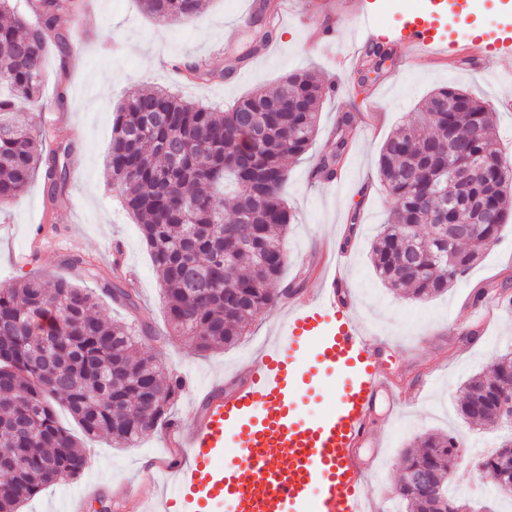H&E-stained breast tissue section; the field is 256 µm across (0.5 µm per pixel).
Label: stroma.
Wrapping results in <instances>:
<instances>
[{"label": "stroma", "instance_id": "stroma-1", "mask_svg": "<svg viewBox=\"0 0 512 512\" xmlns=\"http://www.w3.org/2000/svg\"><path fill=\"white\" fill-rule=\"evenodd\" d=\"M255 0H208L198 16L170 24L155 21L138 0H87V8L67 23L70 33L68 102L58 107L56 74L59 58L44 59V111L53 121L52 143L68 144L69 180L63 202L46 216L43 184L34 182L21 198L0 206V287L33 275L64 276L75 284L96 289L82 270L66 267L65 256L89 257L103 271H111L113 247L121 245L128 276L123 282L148 313L157 341L145 342V351L157 354L164 365L191 380L174 404L170 418L187 417L196 407L198 392L224 389L243 380L248 368L277 336L284 310L274 307L258 318L237 347L196 351L170 335L158 276L136 220L120 204L118 190L108 188L106 157L112 139V118L131 90L148 92L163 87L181 97L229 109L241 97L277 87L289 73L310 69L336 92L320 106L319 132L309 152L287 162L283 195L295 220L287 238L288 263L278 283L304 295L322 286L325 268L317 261L324 243L347 245V275L355 312L370 336L385 341L381 366L394 382L393 395L381 396L378 420L391 425L379 449L361 451L374 463L366 484L369 497L384 504L395 497L404 448L417 437L465 433L495 447L504 430H477L457 414L459 387L469 376L485 370L501 355L512 352V218L498 241L485 250L479 263L448 292L428 301L402 298L385 288L369 259L371 243L387 217L389 199L377 176L382 145L400 125L419 119L428 95L453 83L491 106L492 138L503 156L512 160V53L497 55L479 69L457 62L454 56L419 57L388 66L382 76L361 90L355 68L336 63L351 40L356 17L333 25L321 43L310 41L317 20L316 0H292L290 12L278 20L280 35L269 51L237 71H229L233 56L249 36L248 20ZM201 61L224 71L222 79L198 84L178 73L176 62ZM377 111L375 131L355 136L346 152L342 182L313 177L316 159L327 149L343 112ZM358 221H351V214ZM356 235H349V227ZM25 264H17L18 254ZM90 468L77 479L60 477L27 502L22 512H69L72 501L86 489L97 495L85 512L118 506L136 512L122 488L142 481V467L150 457L175 459L164 430L149 432L133 447H117L110 439L84 440Z\"/></svg>", "mask_w": 512, "mask_h": 512}]
</instances>
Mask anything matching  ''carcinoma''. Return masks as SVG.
I'll use <instances>...</instances> for the list:
<instances>
[{"label":"carcinoma","instance_id":"cac0c4a2","mask_svg":"<svg viewBox=\"0 0 512 512\" xmlns=\"http://www.w3.org/2000/svg\"><path fill=\"white\" fill-rule=\"evenodd\" d=\"M0 0V205L16 200L33 180H43L50 208L68 183L65 158L71 147L45 152L51 128L43 113V59L55 47L62 68L70 56L63 27L83 0H27L35 16ZM155 20L195 16L202 0H140ZM245 49L229 67L245 65L278 37L275 8L261 0ZM389 52L380 45L360 58L363 74L379 73ZM336 86L311 71L285 76L269 92L255 91L226 112H214L160 89L131 92L113 118L107 169L124 207L140 221L143 239L162 284L170 335L200 352L235 346L260 315L280 298L276 284L288 253L285 235L294 216L281 189L285 160L300 158L318 133L321 101ZM462 114L448 111V95ZM27 110L37 118L29 130L16 122ZM419 123L400 126L381 148L377 174L392 207L370 248V261L392 292L416 300L440 295L476 264L512 216V176L499 170L501 152L491 138L493 113L461 88L437 89ZM357 117H338L334 141L314 176L331 180L347 151ZM476 154L481 177L470 189L498 222L448 246L432 231L440 221L441 189L436 173L459 154ZM233 216L224 220L225 200ZM64 264L100 282L101 294L135 310L138 302L83 256ZM99 296L64 277L31 275L0 288V512L19 509L60 476L78 478L89 460L78 440L56 421L55 403L66 405L88 438L131 445L162 427L183 392L182 380L152 354L134 347L152 338L151 327L106 321ZM512 407V356L497 359L486 374L461 385L457 413L484 427L498 424ZM459 437L427 434L402 454L396 496L410 512H467L448 495L459 456ZM491 481L512 482V439L477 458Z\"/></svg>","mask_w":512,"mask_h":512}]
</instances>
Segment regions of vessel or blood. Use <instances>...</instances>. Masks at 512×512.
<instances>
[{"label": "vessel or blood", "instance_id": "obj_1", "mask_svg": "<svg viewBox=\"0 0 512 512\" xmlns=\"http://www.w3.org/2000/svg\"><path fill=\"white\" fill-rule=\"evenodd\" d=\"M446 0H419L397 37L399 57L454 52L480 61L512 50V29L474 32L459 13L453 38L432 19ZM325 14L356 10L353 41L379 39L375 0H324ZM344 273L327 288L297 296L261 362L228 392L208 394L187 426L169 437L185 449L178 469L156 460L147 474H171L173 492L148 500L138 512H367V467L359 448L373 435L381 393L393 386L378 365L381 342L367 336L352 313ZM335 382L334 401L318 416L290 397L307 374Z\"/></svg>", "mask_w": 512, "mask_h": 512}]
</instances>
